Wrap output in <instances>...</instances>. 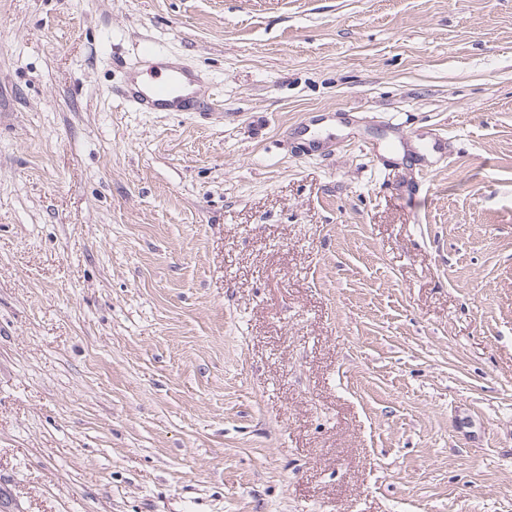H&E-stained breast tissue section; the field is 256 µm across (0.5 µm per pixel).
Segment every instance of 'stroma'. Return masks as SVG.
<instances>
[{
	"label": "stroma",
	"instance_id": "obj_1",
	"mask_svg": "<svg viewBox=\"0 0 512 512\" xmlns=\"http://www.w3.org/2000/svg\"><path fill=\"white\" fill-rule=\"evenodd\" d=\"M0 512H512V0H0ZM146 66L127 71L122 95L141 112L195 114L209 108L198 94L200 78L191 69L167 61L152 47L145 49Z\"/></svg>",
	"mask_w": 512,
	"mask_h": 512
}]
</instances>
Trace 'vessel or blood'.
I'll use <instances>...</instances> for the list:
<instances>
[{
    "mask_svg": "<svg viewBox=\"0 0 512 512\" xmlns=\"http://www.w3.org/2000/svg\"><path fill=\"white\" fill-rule=\"evenodd\" d=\"M146 65L127 71L122 94L142 112H185L207 110L200 95V79L191 69L168 62L166 56L146 48Z\"/></svg>",
    "mask_w": 512,
    "mask_h": 512,
    "instance_id": "vessel-or-blood-1",
    "label": "vessel or blood"
}]
</instances>
